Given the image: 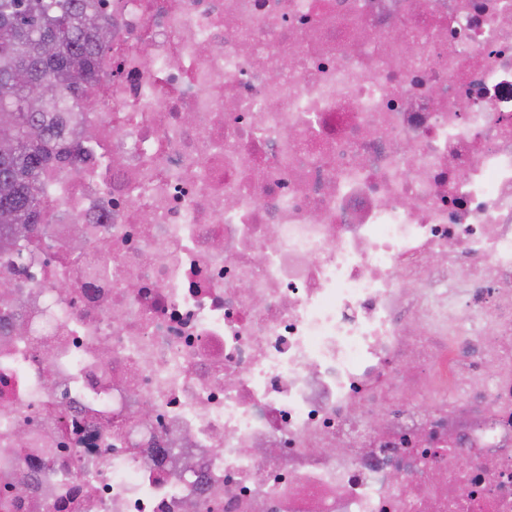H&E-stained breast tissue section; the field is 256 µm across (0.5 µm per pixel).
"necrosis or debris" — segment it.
Segmentation results:
<instances>
[{
    "mask_svg": "<svg viewBox=\"0 0 512 512\" xmlns=\"http://www.w3.org/2000/svg\"><path fill=\"white\" fill-rule=\"evenodd\" d=\"M97 3L0 245V502L512 512V0Z\"/></svg>",
    "mask_w": 512,
    "mask_h": 512,
    "instance_id": "necrosis-or-debris-1",
    "label": "necrosis or debris"
}]
</instances>
